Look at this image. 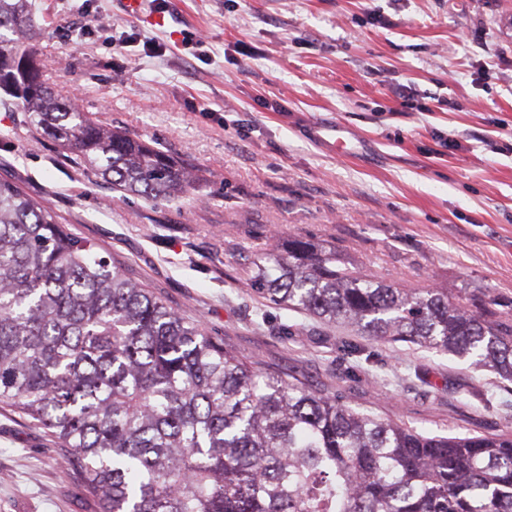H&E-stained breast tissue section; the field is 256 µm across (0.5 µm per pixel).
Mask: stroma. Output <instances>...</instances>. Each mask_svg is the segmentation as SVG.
<instances>
[{"label": "stroma", "mask_w": 512, "mask_h": 512, "mask_svg": "<svg viewBox=\"0 0 512 512\" xmlns=\"http://www.w3.org/2000/svg\"><path fill=\"white\" fill-rule=\"evenodd\" d=\"M31 5L58 96L197 179L172 201L120 196L2 94L0 178L263 367L420 430L512 431V383L496 373L325 326L249 280L253 259L301 234L360 271L512 319V0ZM91 15L111 39L84 33ZM198 33L201 58L183 44ZM56 446L0 409V512H81Z\"/></svg>", "instance_id": "stroma-1"}]
</instances>
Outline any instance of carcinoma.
Returning <instances> with one entry per match:
<instances>
[{
  "instance_id": "cac0c4a2",
  "label": "carcinoma",
  "mask_w": 512,
  "mask_h": 512,
  "mask_svg": "<svg viewBox=\"0 0 512 512\" xmlns=\"http://www.w3.org/2000/svg\"><path fill=\"white\" fill-rule=\"evenodd\" d=\"M0 90L125 194L192 174L59 99L26 48L29 0H0ZM269 302L375 342L468 359L512 382V321L446 288L351 270L300 235L252 263ZM0 406L60 445L86 512H512V431L448 436L355 410L224 347L39 201L0 179Z\"/></svg>"
}]
</instances>
